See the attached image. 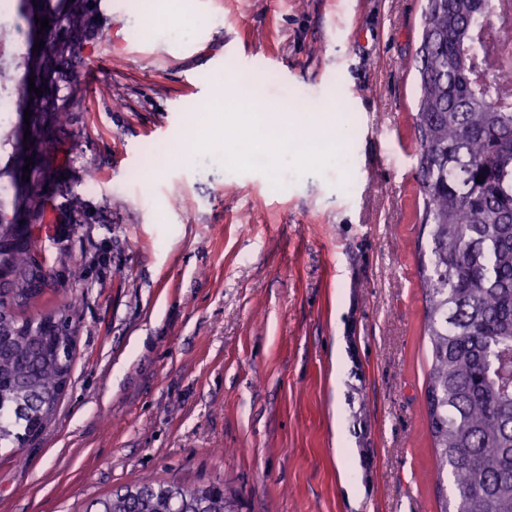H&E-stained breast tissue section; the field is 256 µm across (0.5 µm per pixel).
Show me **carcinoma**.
<instances>
[{"mask_svg":"<svg viewBox=\"0 0 512 512\" xmlns=\"http://www.w3.org/2000/svg\"><path fill=\"white\" fill-rule=\"evenodd\" d=\"M101 0H16L28 26L48 19L69 37V52L50 57L52 78L17 101L41 102L53 127L79 111L69 73L102 38ZM491 0H425L415 53L419 97L412 115L419 141L418 190L425 243L419 246L431 363L426 382L427 427L439 481L455 501L440 512H512V41L486 24ZM0 50V83H14V57ZM24 85L29 74L23 73ZM16 127L0 137V241L25 242L0 251V450L33 444L55 416L71 380L78 303L37 310L56 274L31 228L15 223ZM26 205L45 219L56 171L48 144L32 148ZM481 182H476V179ZM241 512L235 491L221 482L186 487L147 480L92 501L85 512Z\"/></svg>","mask_w":512,"mask_h":512,"instance_id":"cac0c4a2","label":"carcinoma"}]
</instances>
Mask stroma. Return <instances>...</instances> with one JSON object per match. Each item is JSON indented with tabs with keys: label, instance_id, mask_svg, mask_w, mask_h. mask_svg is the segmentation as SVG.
<instances>
[{
	"label": "stroma",
	"instance_id": "stroma-1",
	"mask_svg": "<svg viewBox=\"0 0 512 512\" xmlns=\"http://www.w3.org/2000/svg\"><path fill=\"white\" fill-rule=\"evenodd\" d=\"M104 4L42 225L50 308L81 300L71 383L39 440L0 454V512H85L144 479L223 482L243 512H438L424 0H180L163 23L152 0ZM224 73L272 104L340 106L320 137L341 152L162 163Z\"/></svg>",
	"mask_w": 512,
	"mask_h": 512
}]
</instances>
